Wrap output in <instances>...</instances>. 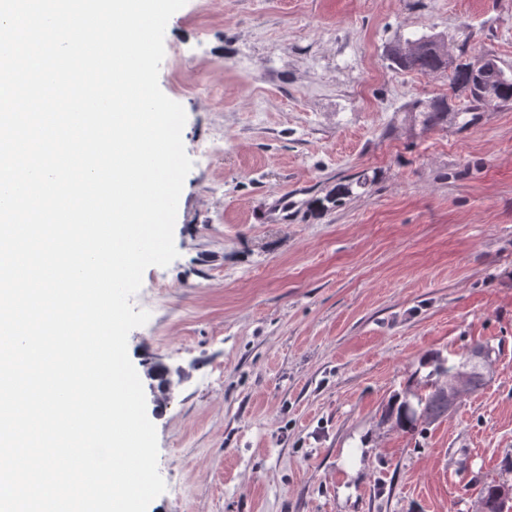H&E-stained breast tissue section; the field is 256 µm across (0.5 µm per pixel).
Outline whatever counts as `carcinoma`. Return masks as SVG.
Listing matches in <instances>:
<instances>
[{
  "mask_svg": "<svg viewBox=\"0 0 512 512\" xmlns=\"http://www.w3.org/2000/svg\"><path fill=\"white\" fill-rule=\"evenodd\" d=\"M421 51L413 56H405L392 49L389 59L396 68L422 74L448 73L449 89L453 95H463L467 105L461 109L465 114L483 112L491 107L512 105V75L508 80L498 78L495 68L499 64L490 55L472 61L468 58L466 44L457 46L458 54L448 52L446 43L437 44L433 37L422 35L416 38ZM412 111L421 112L424 125L437 126L448 121V113L453 111L447 96L417 100ZM488 345H477L469 351L451 359L436 352L425 356L421 366L429 369L425 380L415 389H408L403 400L389 407L387 418L405 433L420 434L425 426L448 416V399L443 394L442 384L448 382L454 373L464 368L470 372L468 383L476 391L486 382L488 373L476 359ZM498 484L488 483L480 491V498L489 505L488 512H503L512 505L504 506L497 500Z\"/></svg>",
  "mask_w": 512,
  "mask_h": 512,
  "instance_id": "carcinoma-1",
  "label": "carcinoma"
}]
</instances>
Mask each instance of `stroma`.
<instances>
[{
  "mask_svg": "<svg viewBox=\"0 0 512 512\" xmlns=\"http://www.w3.org/2000/svg\"><path fill=\"white\" fill-rule=\"evenodd\" d=\"M424 34L512 70V0H187L169 20L159 85L193 167L179 256L131 299L166 483L148 512H476L512 484V108L467 124L458 98L425 127L412 104L447 78L388 60ZM481 343L492 373L447 418L385 420L424 354Z\"/></svg>",
  "mask_w": 512,
  "mask_h": 512,
  "instance_id": "35a3bbf8",
  "label": "stroma"
}]
</instances>
